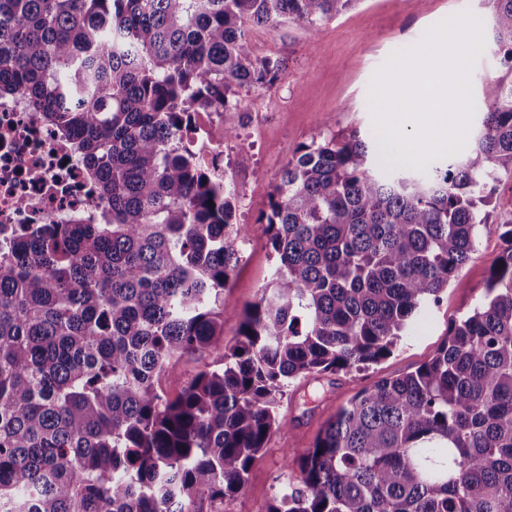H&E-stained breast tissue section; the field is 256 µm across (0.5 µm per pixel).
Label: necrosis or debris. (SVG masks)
<instances>
[{
	"label": "necrosis or debris",
	"instance_id": "necrosis-or-debris-1",
	"mask_svg": "<svg viewBox=\"0 0 512 512\" xmlns=\"http://www.w3.org/2000/svg\"><path fill=\"white\" fill-rule=\"evenodd\" d=\"M185 143L205 163L219 162L224 130L195 113ZM102 203L74 145L55 135L20 95L0 97V225L97 219Z\"/></svg>",
	"mask_w": 512,
	"mask_h": 512
}]
</instances>
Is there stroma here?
<instances>
[{
  "mask_svg": "<svg viewBox=\"0 0 512 512\" xmlns=\"http://www.w3.org/2000/svg\"><path fill=\"white\" fill-rule=\"evenodd\" d=\"M484 23L491 36L490 7L484 0H360L332 21L314 28L285 22L256 28L250 34L254 55L269 52L287 68L271 87L241 90V109L219 113L237 135L224 142V172L234 182L240 201L238 221L245 224L247 245L231 282L224 309V339L239 333L241 312L268 282L274 261L268 229L258 221L268 212L279 173L294 149L313 135L327 137L373 131L369 93L375 74L401 45H415L431 27L462 12ZM499 72L490 47H483L471 71L479 126L492 102ZM249 162L238 166L240 156ZM512 218V183L496 190V221L482 228L477 251L457 278L431 306L421 326L379 363L360 370L291 381L279 406L280 429L269 437L254 460L244 490L224 501L204 504V512H266L286 473V462L300 457L337 409L358 391L379 380L414 371L443 344L448 326L484 299L488 271L505 246L502 221Z\"/></svg>",
  "mask_w": 512,
  "mask_h": 512,
  "instance_id": "35a3bbf8",
  "label": "stroma"
}]
</instances>
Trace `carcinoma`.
<instances>
[{"label": "carcinoma", "mask_w": 512, "mask_h": 512, "mask_svg": "<svg viewBox=\"0 0 512 512\" xmlns=\"http://www.w3.org/2000/svg\"><path fill=\"white\" fill-rule=\"evenodd\" d=\"M357 0H0V96L74 142L105 207L0 243V512H203L240 493L297 378L391 355L477 250L512 182V0H489L502 75L472 150L376 169V137L314 135L263 216L276 260L241 331L224 292L247 227L183 145L193 112L286 69L252 26L318 27ZM481 304L415 371L341 406L267 512H512V219ZM215 367L173 398L185 354ZM215 360V354L201 352L173 361L161 376L160 387L164 393L173 396L180 391V382L187 381L195 373L212 366Z\"/></svg>", "instance_id": "carcinoma-1"}]
</instances>
